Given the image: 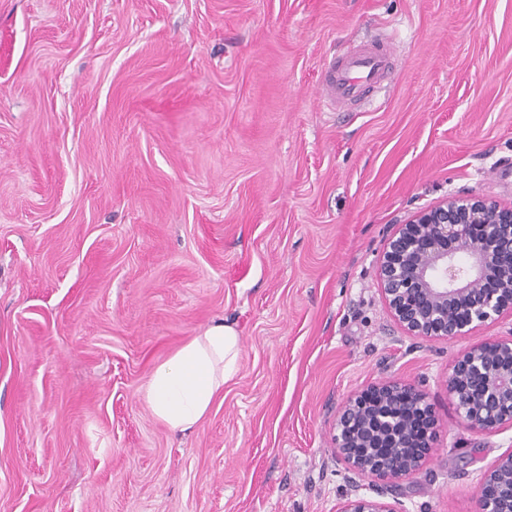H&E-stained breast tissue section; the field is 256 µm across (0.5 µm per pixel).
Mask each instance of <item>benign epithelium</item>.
Listing matches in <instances>:
<instances>
[{
  "label": "benign epithelium",
  "mask_w": 512,
  "mask_h": 512,
  "mask_svg": "<svg viewBox=\"0 0 512 512\" xmlns=\"http://www.w3.org/2000/svg\"><path fill=\"white\" fill-rule=\"evenodd\" d=\"M495 287H486L487 281ZM383 304L406 336L451 342L512 316V206L452 195L395 227L377 262ZM448 398L476 433L512 427V332L475 340L448 366ZM431 424L414 430L420 414ZM437 423L420 385L390 378L346 397L336 412V455L356 476L389 486L417 474L433 447ZM377 496L355 493L338 512H398ZM479 512H512V452L499 456L477 489Z\"/></svg>",
  "instance_id": "1"
}]
</instances>
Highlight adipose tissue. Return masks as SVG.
Listing matches in <instances>:
<instances>
[{"label":"adipose tissue","instance_id":"ef3b65f1","mask_svg":"<svg viewBox=\"0 0 512 512\" xmlns=\"http://www.w3.org/2000/svg\"><path fill=\"white\" fill-rule=\"evenodd\" d=\"M240 337L229 324L210 326L154 370L146 388L153 414L174 430H187L239 370Z\"/></svg>","mask_w":512,"mask_h":512}]
</instances>
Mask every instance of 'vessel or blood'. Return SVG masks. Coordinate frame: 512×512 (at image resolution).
I'll return each instance as SVG.
<instances>
[{"mask_svg":"<svg viewBox=\"0 0 512 512\" xmlns=\"http://www.w3.org/2000/svg\"><path fill=\"white\" fill-rule=\"evenodd\" d=\"M396 57L391 47L379 42L353 47L327 66L323 100L339 109L364 102L370 92L381 87Z\"/></svg>","mask_w":512,"mask_h":512,"instance_id":"vessel-or-blood-1","label":"vessel or blood"}]
</instances>
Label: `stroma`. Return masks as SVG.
Returning <instances> with one entry per match:
<instances>
[{"instance_id":"stroma-1","label":"stroma","mask_w":512,"mask_h":512,"mask_svg":"<svg viewBox=\"0 0 512 512\" xmlns=\"http://www.w3.org/2000/svg\"><path fill=\"white\" fill-rule=\"evenodd\" d=\"M397 66L318 96L351 43ZM452 194L512 205V0H0V512H338L351 392L422 385L439 424L398 512H478L512 428H464L469 338L404 336L376 265ZM240 369L185 431L145 397L211 325ZM397 53L379 42L361 43L325 69L322 99L338 109L364 102L384 82Z\"/></svg>"}]
</instances>
